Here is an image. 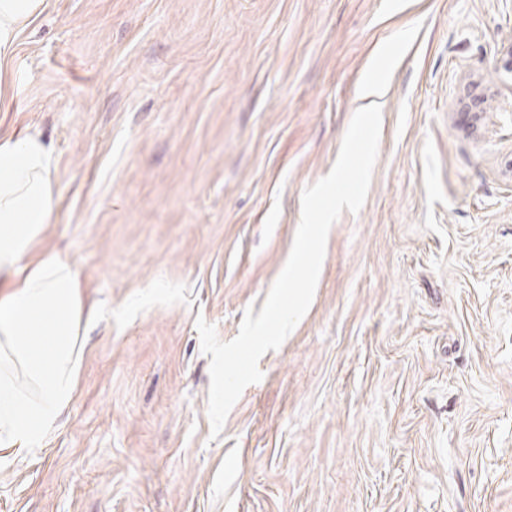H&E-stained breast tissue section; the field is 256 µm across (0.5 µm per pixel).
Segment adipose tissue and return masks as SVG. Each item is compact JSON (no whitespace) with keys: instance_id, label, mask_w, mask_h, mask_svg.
Instances as JSON below:
<instances>
[{"instance_id":"ef3b65f1","label":"adipose tissue","mask_w":512,"mask_h":512,"mask_svg":"<svg viewBox=\"0 0 512 512\" xmlns=\"http://www.w3.org/2000/svg\"><path fill=\"white\" fill-rule=\"evenodd\" d=\"M45 0H0V63ZM55 159L38 134L0 139V447L31 448L73 396L84 309L57 255L29 261L56 208Z\"/></svg>"}]
</instances>
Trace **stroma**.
<instances>
[{"label":"stroma","instance_id":"1","mask_svg":"<svg viewBox=\"0 0 512 512\" xmlns=\"http://www.w3.org/2000/svg\"><path fill=\"white\" fill-rule=\"evenodd\" d=\"M512 0H45L0 67L40 132L84 355L0 512H512ZM366 201L219 437L197 319L261 311L367 84Z\"/></svg>","mask_w":512,"mask_h":512}]
</instances>
